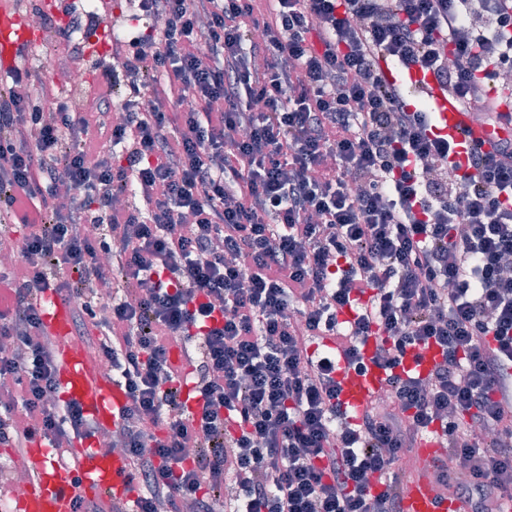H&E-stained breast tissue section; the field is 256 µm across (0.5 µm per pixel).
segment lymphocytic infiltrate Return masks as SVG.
<instances>
[{
    "mask_svg": "<svg viewBox=\"0 0 512 512\" xmlns=\"http://www.w3.org/2000/svg\"><path fill=\"white\" fill-rule=\"evenodd\" d=\"M138 9L151 24L114 39L96 111L71 110L27 58L0 78V224L26 229L0 270V388L16 393L0 440L21 454L93 435L79 402L55 401L51 288L80 297L74 328L96 329L127 393L113 434L136 499L111 512H211L228 478L233 512H401L395 461L431 430L440 494L497 512L512 492V136L450 163L454 142L387 71H421L496 123L512 103V0ZM64 184L78 191L66 207ZM371 337L390 401L351 419L336 367H361ZM430 346L427 376L400 374Z\"/></svg>",
    "mask_w": 512,
    "mask_h": 512,
    "instance_id": "obj_1",
    "label": "lymphocytic infiltrate"
}]
</instances>
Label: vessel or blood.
<instances>
[{
  "instance_id": "obj_1",
  "label": "vessel or blood",
  "mask_w": 512,
  "mask_h": 512,
  "mask_svg": "<svg viewBox=\"0 0 512 512\" xmlns=\"http://www.w3.org/2000/svg\"><path fill=\"white\" fill-rule=\"evenodd\" d=\"M40 40L32 35L25 15L14 10L10 0H0V66L14 65L19 50L32 49ZM435 119L440 131L448 133L463 148L489 149L497 137L506 132L502 125H482L457 112L448 101L436 99ZM73 310L53 291L44 294L42 323L52 337L59 366L60 384L67 398L80 402L91 419L103 429L112 428L127 402L119 380L93 368L83 344L72 336ZM375 346L366 343L364 371L341 367L337 372L342 391L340 400L352 414L362 412L385 389L387 374L373 361ZM436 349L428 348L408 354L401 369L426 374L438 361ZM34 480L25 498L26 512H73L76 497L130 501L134 494L126 477L121 457H106L93 449L83 448L75 456V468H58L46 455L41 441L27 450ZM402 512H469L467 504L454 496L439 497L428 469L413 473L401 491Z\"/></svg>"
}]
</instances>
